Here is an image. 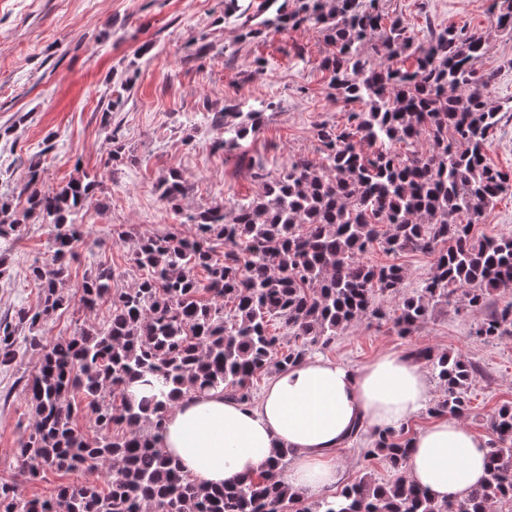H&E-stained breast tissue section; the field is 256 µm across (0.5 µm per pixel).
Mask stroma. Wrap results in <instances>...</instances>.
Listing matches in <instances>:
<instances>
[{
	"instance_id": "stroma-1",
	"label": "stroma",
	"mask_w": 512,
	"mask_h": 512,
	"mask_svg": "<svg viewBox=\"0 0 512 512\" xmlns=\"http://www.w3.org/2000/svg\"><path fill=\"white\" fill-rule=\"evenodd\" d=\"M381 4L404 20L418 44L448 27L484 33L488 52L474 66L494 68L489 102L504 114L486 159L512 172V34L495 27L490 0ZM277 8L276 0H0V196L24 207L13 189L27 181L34 160L41 161L50 185L65 184L80 171L100 182L75 216L93 247L81 249L70 265L65 290L72 305L39 324L44 341L75 332L76 301L91 260L112 266L117 287H131L136 272L127 237L193 234L186 214L215 200L229 207L250 200L262 188L253 177L256 169L275 177L295 157L320 160L317 126L344 124L350 107L327 86L322 62L331 46L324 34L311 27L279 29ZM201 45L208 52L199 56ZM227 104L264 112L259 130L229 154L212 150L224 131L207 118ZM106 113L125 146L120 161L110 160L101 134ZM172 170L187 186L177 212L157 189ZM46 246V227L32 224L8 254L11 278L0 282V316L38 305L29 267ZM363 260L402 266L410 288L433 266L428 254L391 256L376 248ZM510 300L512 291L493 294L478 309L435 310L407 336L392 323L365 319L337 336L325 356L359 368L380 354L415 346L464 355L480 368L464 422L488 437L490 415L512 405V335L483 342L473 330L489 310ZM32 363L28 355L0 370V481L40 497L64 482L103 481L96 468L68 475L49 470L35 483L19 474L14 452L31 426L20 381ZM366 446L362 439L337 449L343 483L368 471L389 479L382 461L364 460Z\"/></svg>"
}]
</instances>
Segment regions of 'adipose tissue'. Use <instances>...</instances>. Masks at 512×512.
<instances>
[{
    "label": "adipose tissue",
    "instance_id": "ef3b65f1",
    "mask_svg": "<svg viewBox=\"0 0 512 512\" xmlns=\"http://www.w3.org/2000/svg\"><path fill=\"white\" fill-rule=\"evenodd\" d=\"M429 397L421 364L399 353L358 369L307 359L276 374L254 407L214 391L183 396L166 415L162 446L205 488L257 477L285 446L286 483L311 494L338 481L334 453L354 428H399ZM410 448L404 476L432 499L465 496L486 476L488 441L459 418L436 417Z\"/></svg>",
    "mask_w": 512,
    "mask_h": 512
}]
</instances>
